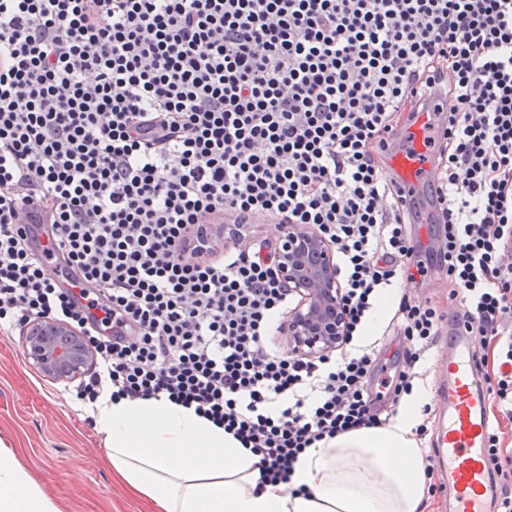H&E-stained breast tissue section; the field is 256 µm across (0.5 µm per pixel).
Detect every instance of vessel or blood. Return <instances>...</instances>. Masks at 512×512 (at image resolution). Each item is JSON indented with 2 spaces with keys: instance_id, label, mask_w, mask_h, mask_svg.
<instances>
[{
  "instance_id": "b4317fda",
  "label": "vessel or blood",
  "mask_w": 512,
  "mask_h": 512,
  "mask_svg": "<svg viewBox=\"0 0 512 512\" xmlns=\"http://www.w3.org/2000/svg\"><path fill=\"white\" fill-rule=\"evenodd\" d=\"M448 105L432 100L392 136L385 160L402 185L412 210L423 221L440 217L436 188L440 169L437 142L447 123ZM475 340L459 321L448 326L447 365L441 373L443 411L435 430L432 463L448 488L449 512H496L487 467L490 436L485 384L476 370Z\"/></svg>"
}]
</instances>
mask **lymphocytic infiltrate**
<instances>
[{"instance_id": "obj_1", "label": "lymphocytic infiltrate", "mask_w": 512, "mask_h": 512, "mask_svg": "<svg viewBox=\"0 0 512 512\" xmlns=\"http://www.w3.org/2000/svg\"><path fill=\"white\" fill-rule=\"evenodd\" d=\"M433 95L451 110L432 256L511 419L512 0H0V332L68 323L96 353L78 400L167 396L287 487L305 449L381 421L377 355L351 340L427 268L380 150ZM219 217L332 242L348 345L268 351L291 301L275 248L225 246ZM443 319L401 297L393 403Z\"/></svg>"}]
</instances>
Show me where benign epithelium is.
Instances as JSON below:
<instances>
[{
    "instance_id": "benign-epithelium-1",
    "label": "benign epithelium",
    "mask_w": 512,
    "mask_h": 512,
    "mask_svg": "<svg viewBox=\"0 0 512 512\" xmlns=\"http://www.w3.org/2000/svg\"><path fill=\"white\" fill-rule=\"evenodd\" d=\"M276 258L280 280L296 298L279 330L288 353L317 357L342 348L346 314L332 243L315 229L301 228L279 238ZM22 347L30 365L52 383L74 382L94 365L93 350L65 322H30Z\"/></svg>"
}]
</instances>
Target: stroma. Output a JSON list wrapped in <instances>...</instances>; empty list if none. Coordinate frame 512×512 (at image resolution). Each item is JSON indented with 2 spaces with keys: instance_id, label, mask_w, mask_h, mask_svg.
<instances>
[{
  "instance_id": "1",
  "label": "stroma",
  "mask_w": 512,
  "mask_h": 512,
  "mask_svg": "<svg viewBox=\"0 0 512 512\" xmlns=\"http://www.w3.org/2000/svg\"><path fill=\"white\" fill-rule=\"evenodd\" d=\"M89 409L72 390L41 377L19 333L0 334V438L18 448L33 478L62 512H141L112 478Z\"/></svg>"
}]
</instances>
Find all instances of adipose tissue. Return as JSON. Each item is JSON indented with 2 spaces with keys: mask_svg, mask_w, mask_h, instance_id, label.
<instances>
[{
  "mask_svg": "<svg viewBox=\"0 0 512 512\" xmlns=\"http://www.w3.org/2000/svg\"><path fill=\"white\" fill-rule=\"evenodd\" d=\"M429 401L419 383L387 424L306 449L287 490L262 484L258 456L223 426L168 398H105L95 419L119 483L151 512H427L416 428ZM0 512H61L1 439Z\"/></svg>",
  "mask_w": 512,
  "mask_h": 512,
  "instance_id": "ef3b65f1",
  "label": "adipose tissue"
}]
</instances>
